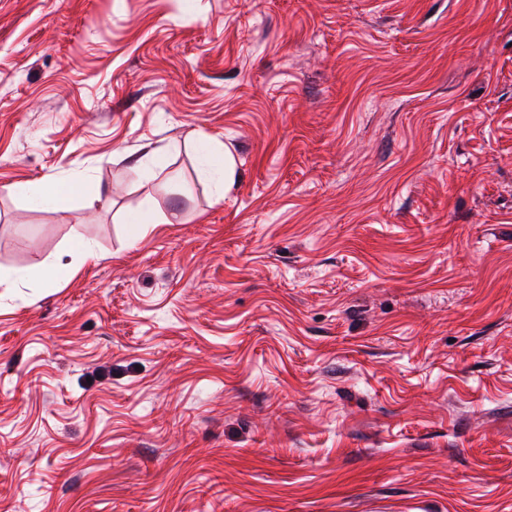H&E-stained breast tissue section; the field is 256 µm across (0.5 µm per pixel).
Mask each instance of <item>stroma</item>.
<instances>
[{"label": "stroma", "mask_w": 512, "mask_h": 512, "mask_svg": "<svg viewBox=\"0 0 512 512\" xmlns=\"http://www.w3.org/2000/svg\"><path fill=\"white\" fill-rule=\"evenodd\" d=\"M16 271L0 512H512V0H0ZM201 150L207 164V171L212 177L217 199L224 197V191L229 189L234 181L235 164L231 156H223L214 148L209 140L201 138ZM167 219L162 214H157L150 208H143L130 215L128 223L133 239L144 236L150 224H163Z\"/></svg>", "instance_id": "35a3bbf8"}]
</instances>
